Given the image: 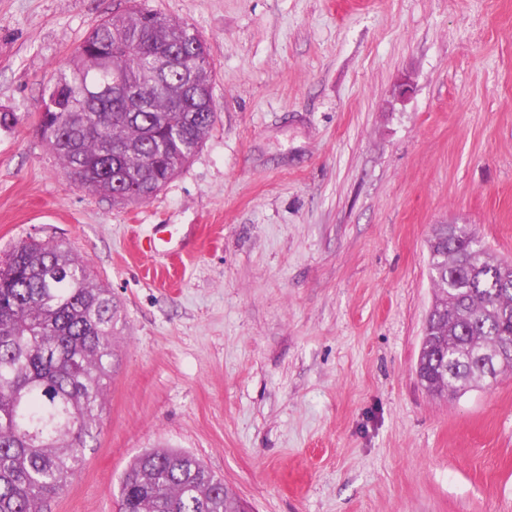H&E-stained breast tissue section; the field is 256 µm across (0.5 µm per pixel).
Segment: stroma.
<instances>
[{
  "label": "stroma",
  "mask_w": 512,
  "mask_h": 512,
  "mask_svg": "<svg viewBox=\"0 0 512 512\" xmlns=\"http://www.w3.org/2000/svg\"><path fill=\"white\" fill-rule=\"evenodd\" d=\"M142 2L205 41L217 114L160 192L120 205L69 182L36 124L125 0H0V264L62 244L123 321L48 512H117L151 448L252 512H512V374L454 400L415 374L434 226L512 261V0Z\"/></svg>",
  "instance_id": "stroma-1"
}]
</instances>
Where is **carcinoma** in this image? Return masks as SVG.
Listing matches in <instances>:
<instances>
[{
	"mask_svg": "<svg viewBox=\"0 0 512 512\" xmlns=\"http://www.w3.org/2000/svg\"><path fill=\"white\" fill-rule=\"evenodd\" d=\"M92 28L44 88L37 132L75 185L117 204L146 202L202 146L214 124L210 62L188 25L128 0ZM123 83L107 86L106 74ZM434 301L415 371L440 397L487 379L512 342V265L465 226L428 240ZM119 306L61 244L15 247L0 272V512H45L81 469L118 359ZM448 365L440 372L437 366ZM119 512H248L194 455L147 450L124 472Z\"/></svg>",
	"mask_w": 512,
	"mask_h": 512,
	"instance_id": "obj_1",
	"label": "carcinoma"
}]
</instances>
